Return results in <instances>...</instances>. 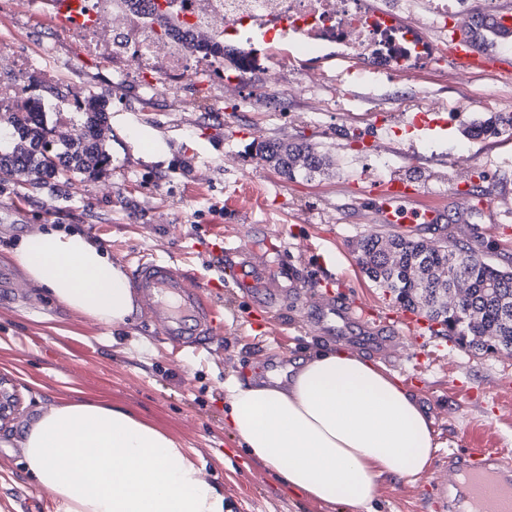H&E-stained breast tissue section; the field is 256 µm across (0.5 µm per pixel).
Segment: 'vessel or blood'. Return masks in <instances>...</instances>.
I'll return each mask as SVG.
<instances>
[{"instance_id":"b4317fda","label":"vessel or blood","mask_w":512,"mask_h":512,"mask_svg":"<svg viewBox=\"0 0 512 512\" xmlns=\"http://www.w3.org/2000/svg\"><path fill=\"white\" fill-rule=\"evenodd\" d=\"M444 63L458 74L484 70L512 69V10L499 8L483 29L471 21L458 23L448 38ZM369 194L375 204L376 221L387 227L406 224H438L443 210L426 203L420 188L393 178L374 182ZM226 265L224 278L263 308L271 307L278 292L267 283V271L252 261L236 244L223 241L220 248ZM134 282L141 297L151 306L155 324L167 340L183 347H200L216 333L215 312L206 295V286L157 258L140 259ZM332 316L374 324L381 332H391L396 316L391 312L373 314L342 304L330 307ZM437 470L452 471L453 483H436L431 505L434 512H512V466L485 448L449 451L435 463Z\"/></svg>"}]
</instances>
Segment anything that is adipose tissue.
Here are the masks:
<instances>
[{"instance_id":"ef3b65f1","label":"adipose tissue","mask_w":512,"mask_h":512,"mask_svg":"<svg viewBox=\"0 0 512 512\" xmlns=\"http://www.w3.org/2000/svg\"><path fill=\"white\" fill-rule=\"evenodd\" d=\"M13 258L68 308L120 327L134 313L123 269L78 231L23 236ZM226 424L290 492L372 512L381 477L419 476L437 446L426 407L396 375L341 349L294 368L288 381L224 384ZM22 462L53 512H229L223 492L179 443L119 407L73 401L41 414Z\"/></svg>"}]
</instances>
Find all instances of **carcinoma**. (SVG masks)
<instances>
[{
	"label": "carcinoma",
	"instance_id": "cac0c4a2",
	"mask_svg": "<svg viewBox=\"0 0 512 512\" xmlns=\"http://www.w3.org/2000/svg\"><path fill=\"white\" fill-rule=\"evenodd\" d=\"M148 18L163 34L185 40L205 57L224 61V41L191 33L170 5L153 0ZM83 103L78 113L80 134L68 139L52 137L44 112L9 113L7 127L12 133L0 144V181L22 175L38 188L51 179L94 180L103 174L111 163L100 137L106 112L94 95L83 96ZM502 126L512 128L511 114L473 122L467 134L478 139ZM258 153L291 178L299 174L311 180L330 166V160L308 143L268 140L258 145ZM357 250L367 277L388 289L401 307L421 311L477 350L512 347V271L491 265L473 251L435 249L403 237L369 234L358 241ZM459 282L468 285V295L458 312H450L445 296Z\"/></svg>",
	"mask_w": 512,
	"mask_h": 512
}]
</instances>
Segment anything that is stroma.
<instances>
[{
	"mask_svg": "<svg viewBox=\"0 0 512 512\" xmlns=\"http://www.w3.org/2000/svg\"><path fill=\"white\" fill-rule=\"evenodd\" d=\"M0 34L24 49L52 50L63 77L45 91V103L73 87L104 101L112 157L92 181L53 180L39 188L19 178L0 182V273L16 282L0 298V381L19 399L0 422V512H52L50 491L24 470L19 441L41 412L74 398L122 408L180 442L232 512H350L341 503L288 492L224 426L229 378L251 383L280 375L328 348L378 362L398 376L427 407L441 450L497 448L512 463V354L475 350L448 334L421 344L405 333L388 353L374 326L351 320L316 325L330 298L400 310L368 279L356 252L365 235L389 233L375 224V208L359 191L379 177L382 149L392 155L388 177L425 186L429 202L444 209L442 223L413 226L411 239L464 246L512 270V221L494 224L489 216L490 209L512 208V141L464 133L474 120L512 113V85L487 74L464 79L445 66L375 84L350 76L346 88L359 95L357 110L316 118V102L304 93L266 104L271 74L288 87L296 74L274 72L260 41L244 82L226 86L204 75L178 95L152 97L136 83L114 80L101 59L76 57L50 19L17 14L9 0H0ZM418 87L428 90L425 104L437 124L426 136L407 132L411 113L385 109L392 97ZM461 102L468 112L452 116L450 106ZM139 132L163 143L162 159L140 152ZM268 139L312 144L331 166L312 180L282 176L256 152ZM461 145L472 156L466 171L450 162ZM46 224L85 232L125 272L149 253L215 283L218 257L210 245L228 238L265 261L269 272L288 263L310 299L287 293L260 309L238 288L224 286L214 297L220 336L208 349L184 351L151 327L142 299L134 301L131 322L115 329L36 289L11 253L23 235ZM435 478L430 467L411 480L382 477L374 512H433Z\"/></svg>",
	"mask_w": 512,
	"mask_h": 512,
	"instance_id": "obj_1",
	"label": "stroma"
}]
</instances>
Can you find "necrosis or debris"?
<instances>
[{
    "label": "necrosis or debris",
    "mask_w": 512,
    "mask_h": 512,
    "mask_svg": "<svg viewBox=\"0 0 512 512\" xmlns=\"http://www.w3.org/2000/svg\"><path fill=\"white\" fill-rule=\"evenodd\" d=\"M181 20L214 38L233 27L238 49L249 54L255 36H262L276 70L300 64L297 88L311 90L323 62L354 63L364 79L409 76L436 65L437 44L423 28L444 27L449 17L467 9V0H437L432 12L415 27L400 25L392 6L372 12L369 0H172ZM147 0H84L87 18L63 25L79 54L109 64L116 79L138 78L145 92L176 95L184 78L201 73L207 60L184 41L161 37L145 20ZM0 112H26L42 84L60 75L46 53L30 54L0 37Z\"/></svg>",
    "instance_id": "4bbe7bcc"
}]
</instances>
